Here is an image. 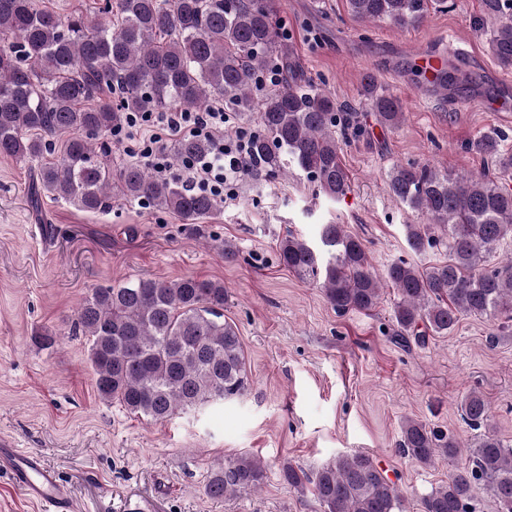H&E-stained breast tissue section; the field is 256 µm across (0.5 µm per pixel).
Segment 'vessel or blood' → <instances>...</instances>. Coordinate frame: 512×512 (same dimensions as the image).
<instances>
[{
    "instance_id": "1",
    "label": "vessel or blood",
    "mask_w": 512,
    "mask_h": 512,
    "mask_svg": "<svg viewBox=\"0 0 512 512\" xmlns=\"http://www.w3.org/2000/svg\"><path fill=\"white\" fill-rule=\"evenodd\" d=\"M413 60L423 76V87H437L440 74L448 67L447 56L439 52H418ZM0 470L9 474L26 497L39 505L41 512H82L57 473L47 467L38 454L2 442Z\"/></svg>"
}]
</instances>
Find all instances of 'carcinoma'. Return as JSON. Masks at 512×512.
Wrapping results in <instances>:
<instances>
[{
  "mask_svg": "<svg viewBox=\"0 0 512 512\" xmlns=\"http://www.w3.org/2000/svg\"><path fill=\"white\" fill-rule=\"evenodd\" d=\"M445 0H347L364 24H419ZM497 21L489 48L500 66L512 68V0H483ZM113 19L93 21L81 12L63 18L37 0H0V155L37 166L29 202L48 193L89 211L110 208L112 197L146 202L187 224L214 214L210 197L179 181L159 180L137 162L112 168L100 138L125 123L129 112L200 111L216 97L246 118L257 111L247 174L288 176L293 165L318 193L341 198L349 176L337 133L353 138L364 129L356 112H344L325 91L297 74L273 26L274 0H106ZM278 64L280 90L255 101L259 75ZM361 98L388 129L405 112L399 98L367 73ZM68 135L48 159L52 139ZM203 138L177 142L172 164L199 158ZM464 149L512 168V152L497 136ZM387 190L399 204L426 218L406 224L405 240L418 255L443 249L447 258L418 266L403 258L378 270L358 238L341 224H322L318 242L289 232L278 244L281 264L319 284L337 314L367 312L384 289L396 291L393 319L401 341L423 344L444 335L463 316L509 328L512 321V255L496 266L486 257L512 239V191L487 173L453 177L427 164L391 169ZM227 290L220 281L129 280L99 287L77 308L75 326L89 340V360L99 397L129 413L163 421L243 395L249 386L244 344L224 320ZM470 426L487 425L490 407L476 392L460 404ZM422 465L462 453L452 433L407 419L398 443ZM280 476L289 487L312 494L323 512H406L398 487L363 452L346 453L313 474L286 462ZM261 461L238 456L213 469L207 493L214 498L261 487ZM485 489L498 512H512V446L493 436L472 443L467 460L448 482L422 498L420 512H475L472 490Z\"/></svg>",
  "mask_w": 512,
  "mask_h": 512,
  "instance_id": "1",
  "label": "carcinoma"
}]
</instances>
